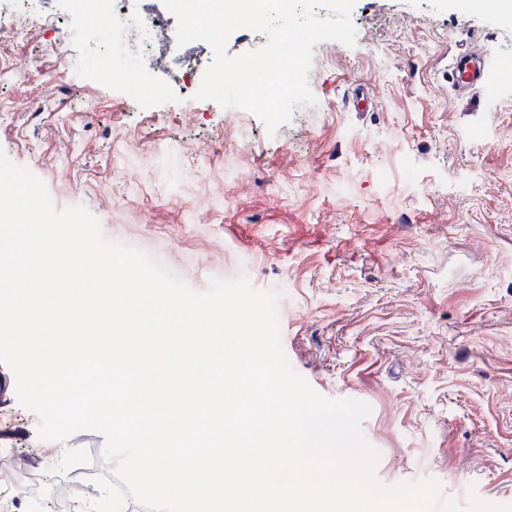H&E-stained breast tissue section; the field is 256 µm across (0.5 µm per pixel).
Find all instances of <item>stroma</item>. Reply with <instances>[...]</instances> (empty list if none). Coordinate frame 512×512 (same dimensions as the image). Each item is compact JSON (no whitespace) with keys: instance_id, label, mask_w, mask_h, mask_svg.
<instances>
[{"instance_id":"35a3bbf8","label":"stroma","mask_w":512,"mask_h":512,"mask_svg":"<svg viewBox=\"0 0 512 512\" xmlns=\"http://www.w3.org/2000/svg\"><path fill=\"white\" fill-rule=\"evenodd\" d=\"M34 9L28 39L0 32V150L193 289L279 288L293 369L370 406L379 485L434 480L460 512H512V76L463 99L448 82L471 39L512 60V13L357 0L354 46H315L317 102L271 134L243 109H185L206 43L165 46L145 84L114 75L100 33L58 53L86 24L69 0ZM358 87L370 111L349 102ZM39 426L0 363V500L88 496L67 454L103 436L44 441Z\"/></svg>"}]
</instances>
